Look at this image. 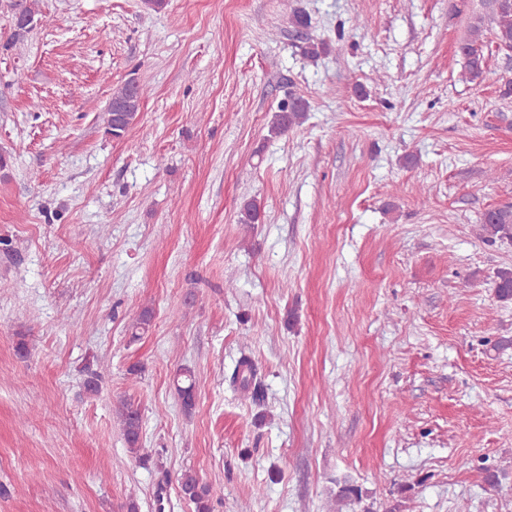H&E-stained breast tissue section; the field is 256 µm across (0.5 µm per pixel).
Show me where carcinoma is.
<instances>
[{
	"instance_id": "1",
	"label": "carcinoma",
	"mask_w": 512,
	"mask_h": 512,
	"mask_svg": "<svg viewBox=\"0 0 512 512\" xmlns=\"http://www.w3.org/2000/svg\"><path fill=\"white\" fill-rule=\"evenodd\" d=\"M18 7L28 17L32 25L27 29L9 36L5 47L13 48L24 43L33 25L42 20L43 14L39 8V0H18ZM489 12L474 18L469 27V36L459 46V53L466 59L465 78L470 82H481L486 72V57L484 48L487 43L495 44L499 50L512 51V0H488ZM493 35V40H485V32ZM303 55L315 59L327 49L323 42H317L306 35L299 39ZM145 87L140 86L136 92H131L130 84L125 83L112 93L105 109L103 123L105 134L119 139L130 133L138 123L142 99L146 95ZM308 104L301 97H293L278 106L274 114L270 133L275 136L287 134L307 112ZM261 204L254 198L243 202L239 210L238 223L258 224L261 221ZM482 237L485 242L494 244L504 240L512 242V204H506L487 210L481 221ZM496 298L503 302L512 301V266L497 272L495 280ZM154 318L153 309L144 307L135 323L132 324L131 336L139 338L147 332ZM253 379L252 365L249 361L240 362L231 375L234 384H240L243 389H249ZM175 391L185 411H190L195 405L196 380L189 369L179 371L174 379ZM125 442L133 454L140 452L139 443L142 431V417L138 408L130 403H123L118 411ZM180 491L184 499L194 505L195 512H211L210 487L196 474L185 472L179 479ZM363 498L362 489L349 481L338 483L336 501H360Z\"/></svg>"
}]
</instances>
